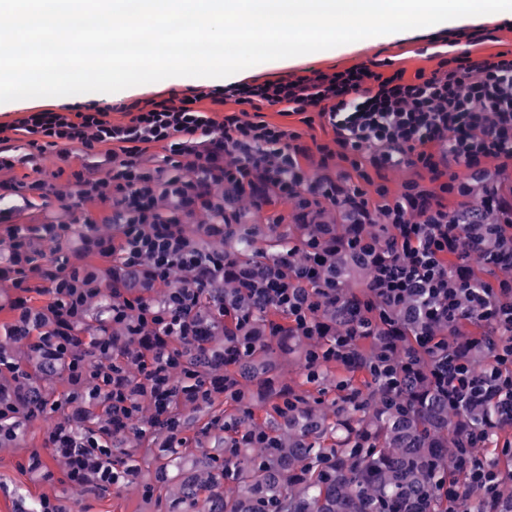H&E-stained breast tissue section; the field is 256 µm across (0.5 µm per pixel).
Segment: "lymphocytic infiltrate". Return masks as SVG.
Returning a JSON list of instances; mask_svg holds the SVG:
<instances>
[{"label":"lymphocytic infiltrate","instance_id":"f902f5d3","mask_svg":"<svg viewBox=\"0 0 512 512\" xmlns=\"http://www.w3.org/2000/svg\"><path fill=\"white\" fill-rule=\"evenodd\" d=\"M205 97L217 104L233 101L237 109L215 121L200 107ZM205 97L137 101L128 107L129 122L119 125L108 121L106 110L70 107L35 110L17 122L15 128L30 137V151L20 159L24 163L62 144L78 146L86 162L72 172L68 194H56L54 184L43 178L24 187L42 199L57 195L69 219L9 230L7 265L0 275L12 273L21 293L13 305L14 335L33 338L39 322L25 295L41 287L53 295L48 310L55 318V351L70 353L73 327L101 291L93 274L66 257L47 259L38 241L59 248L77 236L102 257L118 256L123 267L152 281L185 275L184 286L158 303L111 285L105 326L90 341L98 348L113 325L159 336L194 335L200 291L219 285L225 263L223 251L186 235L184 225L196 213L208 216L204 233L213 236L240 223L237 203L244 197L259 209L276 199L294 200L303 220L328 204L352 205L361 223L379 225L383 232L379 238L340 243L351 254L382 252L371 272L368 305L384 316L415 301L422 326L417 342L432 357L440 388L458 407L494 411L471 434L477 455L462 457L461 464L471 487L497 508L503 478L483 451L499 431L512 429V205L493 194L484 198L485 212L500 211L497 222L464 225L457 213L488 164L512 169V52L479 59L467 52L445 55L435 69L411 76L377 63L309 70L240 82ZM267 105L300 116L309 127L330 125L334 137L307 148L300 132L265 120ZM147 144L161 145L162 155L145 156ZM312 150L323 171L315 179L304 167ZM20 160L0 154V170ZM400 164L416 174L400 191L376 181V173ZM80 224L85 233H77ZM97 224L114 225L116 237L96 235ZM464 236L494 241L486 261L505 269V276L480 287L454 278L453 265L469 257L458 246ZM305 249L303 263L288 260L262 276L245 268L238 279L248 300L286 312L294 328L308 332L315 313L336 299L338 288L326 274L330 249L315 241ZM473 316L487 327L492 352L479 369L432 331L439 324L458 328ZM69 370L73 388L107 385L113 416L135 417L139 406L117 368L94 371L80 359L70 362Z\"/></svg>","mask_w":512,"mask_h":512}]
</instances>
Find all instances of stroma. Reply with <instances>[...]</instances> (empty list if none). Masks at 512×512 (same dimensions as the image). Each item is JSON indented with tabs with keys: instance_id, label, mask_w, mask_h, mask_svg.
Segmentation results:
<instances>
[{
	"instance_id": "35a3bbf8",
	"label": "stroma",
	"mask_w": 512,
	"mask_h": 512,
	"mask_svg": "<svg viewBox=\"0 0 512 512\" xmlns=\"http://www.w3.org/2000/svg\"><path fill=\"white\" fill-rule=\"evenodd\" d=\"M483 31L485 38L476 44L474 56H486L502 50H512V11L462 17L437 25L395 32L388 36L368 37L335 48L300 56L266 61L235 74L238 82L276 80L314 68L323 71L340 70L385 58L396 67L414 74L417 69L432 70L437 61L420 49L421 44L437 35L458 29ZM221 78L171 77L158 82L133 86L115 93H85L69 96L38 97L0 103V122L10 123L26 109H55L63 105L107 109L112 123L126 122L124 105L139 99L163 98L169 94L192 95L224 86ZM55 422L54 416L30 420L23 428L20 442L10 448H0V512H38L43 499H50L62 512H165L161 499L144 500L136 481L100 498L81 496L72 486L65 468L55 459L45 437ZM40 455L45 466L33 471L28 467L31 455Z\"/></svg>"
}]
</instances>
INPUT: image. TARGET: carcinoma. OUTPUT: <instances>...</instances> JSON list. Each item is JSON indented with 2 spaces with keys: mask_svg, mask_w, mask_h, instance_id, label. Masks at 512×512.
<instances>
[{
  "mask_svg": "<svg viewBox=\"0 0 512 512\" xmlns=\"http://www.w3.org/2000/svg\"><path fill=\"white\" fill-rule=\"evenodd\" d=\"M354 234H371L367 224H297L279 231L265 224H232L224 237L240 244L226 255L224 287L201 293L199 335L188 341L168 338L166 344L180 364L169 372L171 386L182 388L198 380L208 390L189 417L187 399L173 397L168 416L151 413L139 422L157 430L176 425L181 431L198 428L202 436L224 431V448L218 454L202 450L200 443L183 439L178 446L148 445L112 448V466L126 472L150 464L165 492L167 512H448V495L439 480L451 478L462 507L474 508L478 494L464 474L455 470L457 448L467 441L472 426L492 415L489 408L468 411L454 406L438 387L426 359L415 347L419 330L414 304L388 322H379L371 336H356L343 360L322 359L318 376L302 375L295 387L279 384V359L294 357L306 367L311 353L330 346L336 337L353 329L357 316L375 317L365 306L364 282L349 285L347 273L370 272L368 261L338 251V299L315 316L314 333L304 336L293 328L288 315L273 307H255L242 299L237 269H266L288 258V246L311 236L331 241ZM112 277L132 288L150 291L155 284L133 271L112 267ZM253 311L249 325L241 327L232 315L217 313L215 301ZM278 332H271L272 326ZM438 336L472 362L488 358L486 341L479 336L448 335V327H435ZM158 343L145 330L131 334L123 327L111 330L106 349L90 352L78 340L74 353L98 368L121 361L128 385L138 390L142 375L132 367L146 359ZM386 353L401 372L400 386L380 388L367 365ZM68 358L50 349L27 346L22 372L12 375L13 385L0 394L29 407L32 413L50 412L59 378ZM97 408L88 425L68 436L78 439L98 431L109 433L108 442L120 444L126 434L139 438L134 425L112 421L109 396L101 392L86 397ZM264 431L267 442L247 448L236 440L233 426ZM81 484L87 495L102 497L110 488L99 484L95 470L86 471Z\"/></svg>",
  "mask_w": 512,
  "mask_h": 512,
  "instance_id": "obj_1",
  "label": "carcinoma"
}]
</instances>
